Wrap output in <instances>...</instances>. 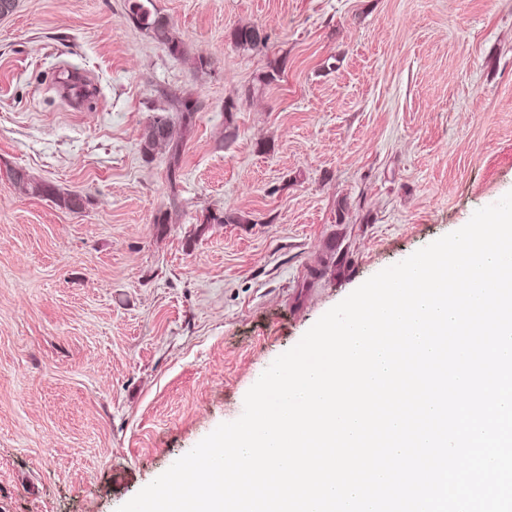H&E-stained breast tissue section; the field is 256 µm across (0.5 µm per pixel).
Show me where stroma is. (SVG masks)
Masks as SVG:
<instances>
[{"label":"stroma","mask_w":512,"mask_h":512,"mask_svg":"<svg viewBox=\"0 0 512 512\" xmlns=\"http://www.w3.org/2000/svg\"><path fill=\"white\" fill-rule=\"evenodd\" d=\"M154 4L184 57L128 0L0 17V512H116L324 313L512 191V0ZM176 96L199 110L172 184L139 141ZM153 1L131 0L129 19L145 30L152 41L166 49L172 57H183L186 53L184 42L176 36L169 20L156 11ZM232 37L235 45L258 52L265 49L268 42V35L257 26L239 27ZM10 178L25 193L46 197L60 209L68 210L69 212L82 211L88 201L86 197L79 193L64 192L52 183L36 180L21 169L12 170L10 172Z\"/></svg>","instance_id":"1"}]
</instances>
